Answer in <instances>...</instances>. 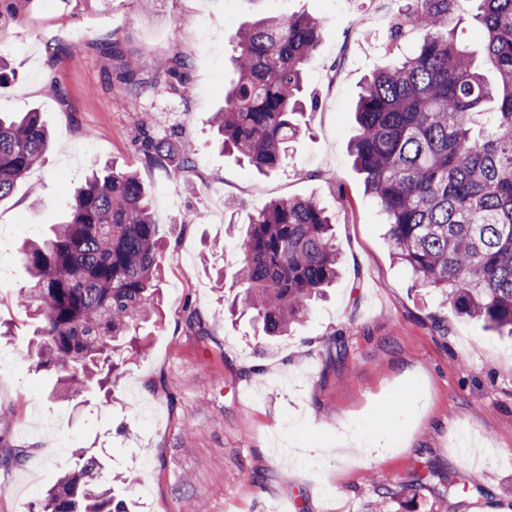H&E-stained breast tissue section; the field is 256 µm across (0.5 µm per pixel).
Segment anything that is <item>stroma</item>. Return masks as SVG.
I'll return each instance as SVG.
<instances>
[{"instance_id":"obj_1","label":"stroma","mask_w":512,"mask_h":512,"mask_svg":"<svg viewBox=\"0 0 512 512\" xmlns=\"http://www.w3.org/2000/svg\"><path fill=\"white\" fill-rule=\"evenodd\" d=\"M378 0H0V48L16 74L0 114L41 112L51 141L0 200V323L5 352L27 353L34 321L18 304L28 283L21 248L63 220L92 168L134 171L166 244L162 324L112 390L55 400V380L30 361L0 366V512H32L87 448L112 473L138 471L139 512H497L512 502V338L459 317L394 259L383 217L353 165L352 107L381 64L387 28ZM308 13L325 22L305 67L302 135L286 163L261 174L216 145L211 117L236 76L243 24ZM370 22L361 39L356 21ZM81 33L89 46L48 66L43 47ZM116 43L144 92L119 104ZM191 61L187 92L161 81L175 56ZM66 87L60 98L55 84ZM191 144L194 168L149 163L143 136ZM316 198L335 219L343 276L291 335L263 336L251 315L230 318L215 281L241 256L229 221L270 201ZM239 212H222L225 200ZM206 218L194 222L193 217ZM366 447L333 454L341 435ZM449 477L455 494L419 480ZM386 487L390 496L380 497Z\"/></svg>"}]
</instances>
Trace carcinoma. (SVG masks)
Wrapping results in <instances>:
<instances>
[{
	"instance_id": "obj_1",
	"label": "carcinoma",
	"mask_w": 512,
	"mask_h": 512,
	"mask_svg": "<svg viewBox=\"0 0 512 512\" xmlns=\"http://www.w3.org/2000/svg\"><path fill=\"white\" fill-rule=\"evenodd\" d=\"M469 0H403L387 34L391 44L414 38L411 53L376 68L355 106L350 144L387 224L393 256L419 286L458 315L512 336V0H476L474 19L483 61L457 39L456 17ZM324 23L306 15L268 16L239 29L237 80L211 122L223 150L259 171L275 170L300 135L303 71L318 50ZM84 48L50 41L49 66ZM116 78L133 106L141 94L131 62L115 45ZM189 62L174 59L169 87H185ZM49 145L39 112L0 118V199L35 166ZM147 158L194 167V149L146 137ZM332 217L314 198L279 199L248 216L238 240L242 261L231 305L252 311L264 336L288 335L323 289L338 278L341 258ZM165 244L149 193L132 171H94L76 189L69 211L50 234L23 252L30 276L20 302L39 326L28 358L57 375L58 395L77 398L120 375L125 357L142 350L140 325L164 316L160 307ZM78 473L59 476L39 503L42 512H133L135 503L86 448Z\"/></svg>"
}]
</instances>
